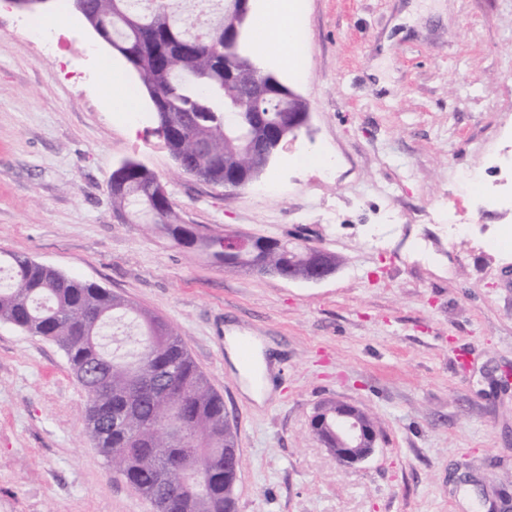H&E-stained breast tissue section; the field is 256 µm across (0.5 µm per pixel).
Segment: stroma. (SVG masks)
I'll return each instance as SVG.
<instances>
[{"mask_svg":"<svg viewBox=\"0 0 512 512\" xmlns=\"http://www.w3.org/2000/svg\"><path fill=\"white\" fill-rule=\"evenodd\" d=\"M60 19L74 52L28 34ZM309 105L251 184L180 172L140 81L74 10L0 6V250L164 318L224 398L242 466L237 512H512V0H297ZM136 111H112L101 65ZM333 156L320 176L315 158ZM136 160L201 234L298 235L337 254L317 284L224 268L135 216L112 175ZM261 344L256 401L227 335ZM366 411L380 450L337 466L309 421ZM87 394L53 342L0 322V512H154L85 425Z\"/></svg>","mask_w":512,"mask_h":512,"instance_id":"stroma-1","label":"stroma"}]
</instances>
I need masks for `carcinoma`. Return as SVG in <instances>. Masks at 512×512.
I'll return each mask as SVG.
<instances>
[{
  "label": "carcinoma",
  "mask_w": 512,
  "mask_h": 512,
  "mask_svg": "<svg viewBox=\"0 0 512 512\" xmlns=\"http://www.w3.org/2000/svg\"><path fill=\"white\" fill-rule=\"evenodd\" d=\"M157 0L151 9L143 0H85L99 17L112 45L127 50L146 73L143 86L162 94L161 111L183 128L168 149L185 174L204 173L214 185H224V173L239 172L240 180L255 172L246 147L226 137L224 114L267 112L276 122L288 119L279 109L282 96L260 102L250 99L246 84L256 74L250 55L234 49L237 62L227 65L224 36L232 27L237 0H221L223 25L213 28L202 16L211 0ZM122 189L112 193V208L142 213L177 244L201 248L232 269L255 271L260 263H288V251L250 249L236 257L216 256L227 248L224 236H201L178 221L170 198L155 208L139 193L158 183L153 172L135 166L120 176ZM0 320L19 329L37 330L56 343L67 357L72 374L89 398L86 428L104 457L150 503L162 489L179 491L184 512H230L224 493V451L236 447L224 399L215 392L188 352L182 338L164 319L141 310L100 285L82 281L31 258L0 251ZM121 323L129 333L123 349L105 348L106 331ZM184 407L187 433L173 437L169 418ZM174 457L167 486L159 480L158 463Z\"/></svg>",
  "instance_id": "obj_1"
}]
</instances>
